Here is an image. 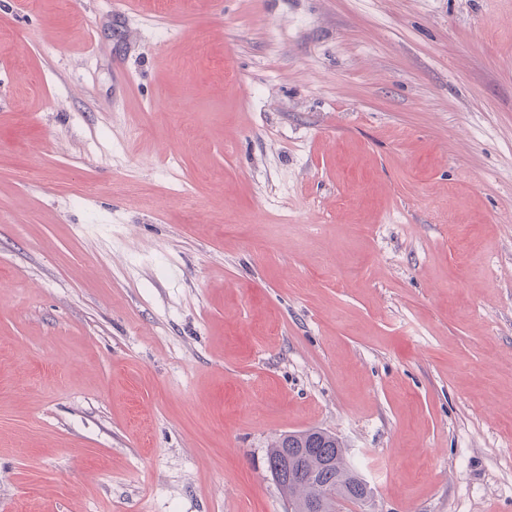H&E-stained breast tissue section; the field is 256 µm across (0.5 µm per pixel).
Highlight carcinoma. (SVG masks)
<instances>
[{
	"label": "carcinoma",
	"instance_id": "obj_1",
	"mask_svg": "<svg viewBox=\"0 0 512 512\" xmlns=\"http://www.w3.org/2000/svg\"><path fill=\"white\" fill-rule=\"evenodd\" d=\"M268 466L287 499L305 501L330 490L327 512L341 502H359L370 493L367 483L350 465L338 438L320 429L291 432L269 445Z\"/></svg>",
	"mask_w": 512,
	"mask_h": 512
}]
</instances>
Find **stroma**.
Segmentation results:
<instances>
[{
    "instance_id": "35a3bbf8",
    "label": "stroma",
    "mask_w": 512,
    "mask_h": 512,
    "mask_svg": "<svg viewBox=\"0 0 512 512\" xmlns=\"http://www.w3.org/2000/svg\"><path fill=\"white\" fill-rule=\"evenodd\" d=\"M512 512V0L0 5V512ZM267 459L283 494L294 502L328 489L331 497L326 512H336L340 502L363 501L370 493L348 462L342 442L320 429L280 435L269 445ZM325 501V494L320 493L308 502L305 511L320 512Z\"/></svg>"
}]
</instances>
